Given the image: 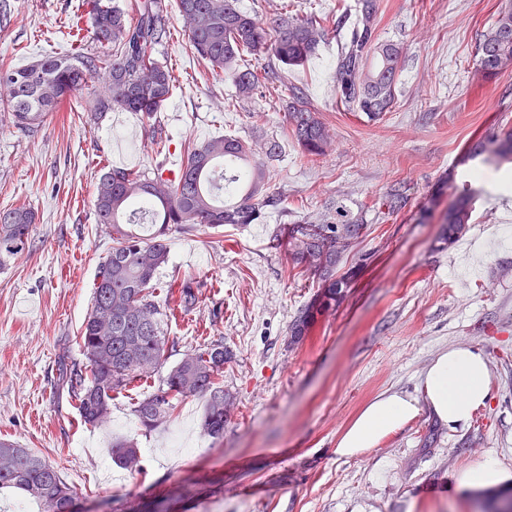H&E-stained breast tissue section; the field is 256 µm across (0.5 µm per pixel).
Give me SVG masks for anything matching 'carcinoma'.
Segmentation results:
<instances>
[{
  "label": "carcinoma",
  "instance_id": "carcinoma-1",
  "mask_svg": "<svg viewBox=\"0 0 512 512\" xmlns=\"http://www.w3.org/2000/svg\"><path fill=\"white\" fill-rule=\"evenodd\" d=\"M86 16L73 15L70 28L79 38L82 19L90 24L98 45L94 52L71 56H44L24 67L0 62V87L7 90V117L17 128L33 132L59 111L65 99L102 74L108 92L95 100L99 112L124 110L153 118L169 98L176 78L155 59L156 47L168 30L161 0H132L126 9L108 8L100 0H84ZM188 23V39L194 53L212 70L229 76L237 97L251 99L265 93V81L245 55L267 53L281 64L298 67L313 57L325 38L324 27L311 17L283 13L268 27L240 10L238 0H177ZM381 0H357L356 19L348 39L336 55L337 103L348 112H360L376 121L395 104L401 71L402 48L383 42L377 34ZM477 70L485 80L512 68V3L501 6L495 21L482 34ZM287 123L299 147L316 157L332 145L327 126L297 90L288 89L282 99ZM177 173L164 175L107 167L95 187V209L100 224L112 225L113 246L95 275L94 300L83 322L79 347L86 359L77 368L60 357L59 384L76 400L80 421L93 427L110 419L112 394L137 379L160 372L165 363L168 339L162 336L154 279L167 261L165 229L170 224H205L219 229L226 224H260L263 206L279 200L268 192V161L279 156L276 140L259 154L252 144L237 137L211 138L190 144ZM467 159H480L482 173L497 172L512 162V127L489 130L472 142ZM472 182L462 186L442 181L439 190L452 189L456 203L448 209L444 240L453 242L471 223L476 196ZM404 186L391 187L380 206L394 214L407 206ZM158 225L150 238L120 227L135 215ZM35 215L25 206L0 209V267L29 250ZM342 226L350 236L341 245L325 235ZM367 225L343 206L318 220L300 216L287 227V251L305 274L320 280L315 299L300 310L291 326L298 342L316 315L338 305L343 289L350 286L359 265L336 275L346 253L363 237ZM174 302L183 310L198 303L188 283L180 286ZM224 342H212L186 351L161 378L157 392L140 400L134 415L147 431L170 417L175 401L197 397L204 401L201 427L214 441L224 437L230 396L224 392V364L230 362ZM112 462L130 472L142 468V454L135 438L112 440ZM20 491L35 502L39 512H71L77 495L61 471L27 448L0 441V490Z\"/></svg>",
  "mask_w": 512,
  "mask_h": 512
}]
</instances>
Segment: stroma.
<instances>
[{"label": "stroma", "instance_id": "35a3bbf8", "mask_svg": "<svg viewBox=\"0 0 512 512\" xmlns=\"http://www.w3.org/2000/svg\"><path fill=\"white\" fill-rule=\"evenodd\" d=\"M170 36L156 49L177 81L153 118L96 113L105 91L93 79L36 133L0 121V208L25 203L35 213L29 251L0 269V440L55 464L86 512H479L484 493L459 477L492 459L512 473V188L483 186L472 222L454 243L441 238L454 198L425 203L439 179L462 175L468 144L512 124V69L477 80L476 49L502 0H383L378 35L400 44L396 104L380 120L336 103V54L348 28L329 30L318 54L288 68L268 55L253 64L275 71V87L248 103L194 54L175 0H164ZM0 26V59L21 67L67 54L65 23L79 0H9ZM264 23L282 9L308 16H354L356 0H239ZM303 89L333 135L326 156L302 152L287 127L280 88ZM232 135L263 147L280 142L270 164L277 207L264 223L169 225L167 262L155 278L191 282L196 307L164 309L171 345L166 367L220 339L232 405L224 438L200 422L199 398L178 401L154 431L133 409L157 390L159 376L112 398L107 425L80 423L76 402L58 384L57 362L86 360L77 344L92 307L97 267L112 250V227L98 223L95 183L103 167L177 168L189 142ZM402 184L408 205L378 214L374 204ZM346 206L368 231L344 266L366 265L336 308L319 315L300 342L289 326L318 285L273 244L281 224ZM453 347L480 350L491 398L464 427L439 426L420 413L376 448L338 458L336 443L379 393L423 397L432 360ZM137 438L143 469L112 464L113 438Z\"/></svg>", "mask_w": 512, "mask_h": 512}]
</instances>
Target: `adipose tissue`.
Segmentation results:
<instances>
[{
	"label": "adipose tissue",
	"instance_id": "obj_1",
	"mask_svg": "<svg viewBox=\"0 0 512 512\" xmlns=\"http://www.w3.org/2000/svg\"><path fill=\"white\" fill-rule=\"evenodd\" d=\"M490 399L489 368L483 353L458 347L439 354L424 379V396L386 392L369 402L336 443L341 458H355L416 418L421 409L448 429L468 424Z\"/></svg>",
	"mask_w": 512,
	"mask_h": 512
}]
</instances>
